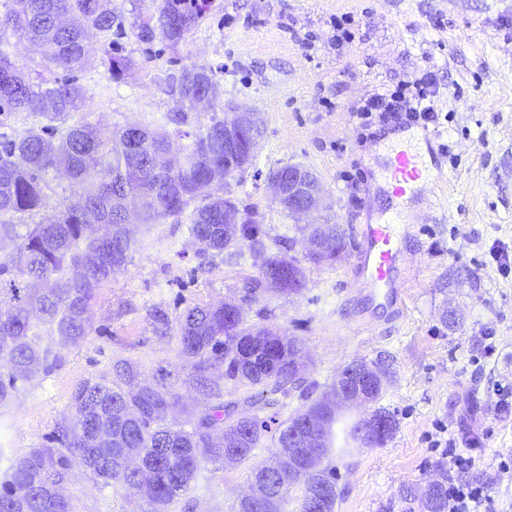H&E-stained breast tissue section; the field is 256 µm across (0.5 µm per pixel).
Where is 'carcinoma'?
I'll return each mask as SVG.
<instances>
[{
	"label": "carcinoma",
	"instance_id": "obj_1",
	"mask_svg": "<svg viewBox=\"0 0 512 512\" xmlns=\"http://www.w3.org/2000/svg\"><path fill=\"white\" fill-rule=\"evenodd\" d=\"M132 31L150 44L160 39L174 47L210 10L211 0H130ZM126 17L112 0H0V113H26L46 121L0 141V405L11 402L18 383L37 370L49 371L62 361L61 350L87 336L90 309L98 292L132 261L151 228L179 218L195 200L189 215V236L205 251L219 253L247 246L262 259L264 270L251 279L243 299L261 290L289 295L305 286L297 258L266 254L257 213L243 205L245 218L237 229L224 225V204L238 203L212 193L224 185V100L217 72L206 66L166 70L156 76L161 90L174 102L168 122L191 125V142L177 153L170 134L161 127H120L104 140L89 124L64 129L69 114L81 109L85 90L71 73L89 61L87 31L126 34ZM34 44L41 59L68 76L33 81L10 59V39ZM109 71L118 79L131 59L105 51ZM209 100L206 121L193 115L194 102ZM60 134L58 141L51 137ZM61 169L76 190L55 219L32 224L22 234L12 222L17 214L32 215L47 203L44 175ZM346 247L344 231L325 225L308 255L315 264L332 261V242ZM157 334L168 335V313H150ZM181 351L197 385L208 387L206 372L224 368V379L260 391L244 403L219 404L188 415L185 426L166 421L174 395L141 377L134 363L118 359L114 375L85 381L72 395L74 415L85 431L58 427L50 444L31 449L10 467L0 483V512H73L56 495L73 464L89 463L99 483L145 491L152 512H166L185 493L200 464L211 460L241 463L253 456L268 429L254 408L264 393L288 392L296 384L292 372L297 344L268 327L248 326L235 302L193 306L177 320ZM336 399L318 397L288 418L271 436L270 462L251 470L250 493L236 512H283L294 485L304 486L301 509L320 499L321 512H334L336 484L330 472L307 467L288 448V431L304 418L316 421L318 456H328L333 427L339 417Z\"/></svg>",
	"mask_w": 512,
	"mask_h": 512
}]
</instances>
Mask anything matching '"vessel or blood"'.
I'll return each instance as SVG.
<instances>
[{"mask_svg":"<svg viewBox=\"0 0 512 512\" xmlns=\"http://www.w3.org/2000/svg\"><path fill=\"white\" fill-rule=\"evenodd\" d=\"M383 173L380 187L390 197V215L367 216L358 232L364 252L354 267L355 275L373 297L389 307L402 302L399 275L407 261L403 225L419 223L425 211L437 203L436 190L447 178L442 153L425 127L389 146L378 161Z\"/></svg>","mask_w":512,"mask_h":512,"instance_id":"vessel-or-blood-1","label":"vessel or blood"}]
</instances>
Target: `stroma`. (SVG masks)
I'll return each instance as SVG.
<instances>
[{"label":"stroma","instance_id":"stroma-1","mask_svg":"<svg viewBox=\"0 0 512 512\" xmlns=\"http://www.w3.org/2000/svg\"><path fill=\"white\" fill-rule=\"evenodd\" d=\"M350 19L354 41H336L333 21ZM107 35L90 32V58L77 79L86 102L69 124L95 125L103 136L119 127L161 125L174 108L157 86L168 69L206 65L220 73L225 101L256 113L261 137L252 170L230 178L223 192L256 207L267 245L292 239L303 257L296 220L270 196L266 177L287 164L307 167L319 180L323 203L310 224H336L348 247L335 262L305 263L300 293H261L246 305L248 324L274 328L299 340L301 388L258 410L276 430L305 405L304 390L321 396L356 360H382L393 374L379 404L345 409L335 425L333 450L323 461L336 478L334 512H419L402 488L422 494L443 461L432 445L436 427L457 442H475V464L449 469L451 479L485 487L497 512H512V414L500 411V390L512 391V272L498 270L494 245L512 251V0H214L213 9L174 47L123 37L121 55L133 66L113 79L101 59ZM433 72L439 92L438 124L430 131L447 155L449 181L440 210L412 225L401 270L398 315L375 307L352 270L357 227L364 210L385 211L388 197L370 191L387 137L398 123L374 125L358 141L355 113L373 94ZM187 220L155 225L127 268L101 288L91 307L92 330L62 351L55 369L20 384L0 407V481L16 458L45 444L71 417L80 383L112 372L118 359L137 365L148 381L178 402L167 420L181 424L186 410H205L248 396L209 370L212 396H202L181 355L177 332L160 336L150 313L177 318L195 305L238 299L259 274L250 253L230 259L201 251ZM394 412L398 426L386 445L345 442L344 429L376 406ZM273 445L263 440L252 460L202 462L195 479L167 512H235L254 464ZM64 492L74 512H149L145 500L120 487L102 486L78 464Z\"/></svg>","mask_w":512,"mask_h":512}]
</instances>
